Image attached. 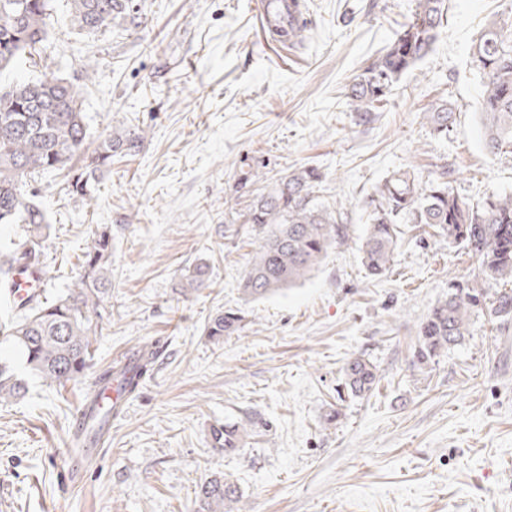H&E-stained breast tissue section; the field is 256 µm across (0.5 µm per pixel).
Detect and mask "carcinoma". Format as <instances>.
I'll use <instances>...</instances> for the list:
<instances>
[{"label":"carcinoma","mask_w":512,"mask_h":512,"mask_svg":"<svg viewBox=\"0 0 512 512\" xmlns=\"http://www.w3.org/2000/svg\"><path fill=\"white\" fill-rule=\"evenodd\" d=\"M56 0H0V72L25 61L42 67L39 77L0 87V224L24 225V236L12 243L0 260V288L8 287L14 270L40 262L50 237L51 222L28 190L37 174L68 170L65 191L84 199L100 176L112 167V157L138 155L145 136L128 129L109 134L86 153L87 116L81 91L70 80L49 71L47 38ZM71 28L80 34L104 33L120 20H135L133 0H66ZM448 25V0H417L407 21L348 85L353 111L368 116L387 99L392 87L434 50ZM468 64L477 74L482 93L477 112L484 149L493 156L512 153V10L490 20L474 40ZM454 104L433 100L424 120L436 138H448L454 124ZM322 174L304 168L275 180L268 192L257 194L242 214L244 223L262 234V242L246 272L242 288L253 299L289 288L320 262L328 248L346 238L339 216L318 204L316 188ZM372 208L360 246L362 263L373 277L384 275L401 237L400 221L437 228L446 243L457 244L480 262L481 285L451 283L421 322L416 362L429 364L441 352L465 339L472 313L488 298L487 285L512 280V193L492 194L471 203L454 194L448 170L423 184L409 169H400L375 186L368 197ZM209 265L200 263L186 275L185 287L208 286ZM112 292V228H96L83 253L81 272L70 287L51 299L20 306L21 313L0 321V335L22 356L25 373L0 361V403L18 400L35 377L61 385L84 374L90 366L92 341L109 322L105 301ZM493 319L512 317V289L493 294L488 306ZM241 316L216 314L207 335L219 340L239 330ZM136 374L120 379L133 393L152 370L154 352L144 347ZM345 387L363 397L377 383L375 366L355 357L344 368ZM242 429L224 424V453L240 449ZM196 512H241L234 508L240 491L222 476H214L196 491Z\"/></svg>","instance_id":"1"}]
</instances>
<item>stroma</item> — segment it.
Instances as JSON below:
<instances>
[{
	"label": "stroma",
	"instance_id": "1",
	"mask_svg": "<svg viewBox=\"0 0 512 512\" xmlns=\"http://www.w3.org/2000/svg\"><path fill=\"white\" fill-rule=\"evenodd\" d=\"M149 25L79 35L58 5L48 52L80 89L89 146L118 129L146 132L134 160L116 157L90 198L36 176L54 231L43 250L46 297L77 277L96 225L112 227L109 322L92 369L66 386L32 379L0 405V512H195L198 484L226 476L247 512H512V321L476 311L464 342L414 362L419 325L479 262L403 225L389 271L367 276L359 246L365 202L393 171L421 182L449 168L478 202L512 192V156L483 148L467 62L473 40L512 0H449L433 53L362 122L346 87L378 56L415 0H300L303 41L262 35L253 0H137ZM100 63L87 72L88 55ZM447 95L456 122L431 135L423 112ZM322 171L320 202L349 237L292 288L246 300L241 284L260 240L242 215L255 172ZM211 269L182 295V274ZM241 311L243 328L213 342L208 320ZM157 345L96 462L73 473L70 424L98 368ZM361 356L381 380L352 397L343 369ZM245 427L235 454L211 431Z\"/></svg>",
	"mask_w": 512,
	"mask_h": 512
}]
</instances>
